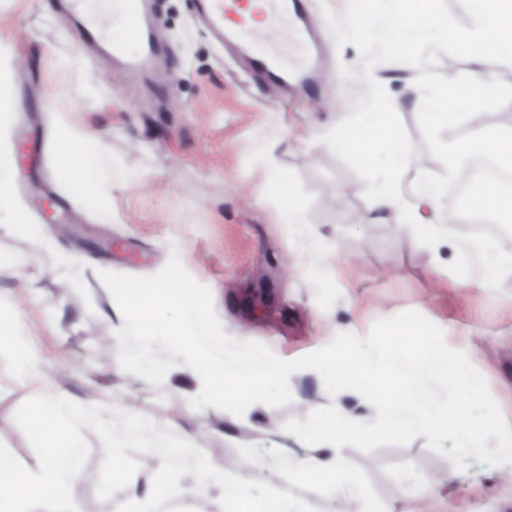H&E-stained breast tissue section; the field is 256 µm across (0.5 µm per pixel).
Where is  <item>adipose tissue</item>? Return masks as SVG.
I'll use <instances>...</instances> for the list:
<instances>
[{
    "instance_id": "ef3b65f1",
    "label": "adipose tissue",
    "mask_w": 512,
    "mask_h": 512,
    "mask_svg": "<svg viewBox=\"0 0 512 512\" xmlns=\"http://www.w3.org/2000/svg\"><path fill=\"white\" fill-rule=\"evenodd\" d=\"M481 29H500L499 38L483 41L474 57V77L467 95L486 92L497 85L504 71L512 70V0H464ZM16 150L0 149V208H8L13 226L29 222L27 207L12 190L11 175L16 166ZM58 165L69 172L78 192L98 196L105 187L102 157L97 145L83 131L64 134L57 146Z\"/></svg>"
}]
</instances>
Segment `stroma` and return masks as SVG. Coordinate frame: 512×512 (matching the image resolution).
Wrapping results in <instances>:
<instances>
[{
  "mask_svg": "<svg viewBox=\"0 0 512 512\" xmlns=\"http://www.w3.org/2000/svg\"><path fill=\"white\" fill-rule=\"evenodd\" d=\"M346 2L306 0L316 26L307 53L321 74L315 91L295 84L281 101L252 70L243 39L218 41L195 0H152L154 76L128 67L143 55L139 44L108 59L99 42H84L66 0H0V96L16 104L0 123V144L29 145L14 193L31 216L30 228L0 229V328L16 331L0 347V442L31 471L38 459L14 413L47 394L144 415L221 470L291 492L315 512H351L326 490L331 474L302 471L327 456L326 445L306 446L283 425L331 405L373 419L375 407L358 392L328 395L321 376L303 369L289 378L291 403L255 404L238 418L190 406L199 377L185 364L158 386L120 367L115 331L123 319L97 272L151 275L174 253L211 289L227 335L285 360L338 333L364 336L378 319L419 311L466 353L512 426V274L490 293L452 287L455 245L420 244L365 199L367 182L321 140L368 93L356 47L336 48L321 11L326 4L343 16ZM419 74L399 63L373 70L399 102L427 171L442 175L418 126ZM60 113L104 147L111 184L101 198L80 196L56 164ZM291 208L301 223L288 224ZM314 233L327 240V262L309 248ZM30 349L41 360L36 380L20 373ZM81 433L90 454L72 483L77 512H117L125 501L145 500L161 457L133 452L139 471L102 500L103 444L90 428ZM452 446L444 441L438 454L420 436L405 447L347 446L343 454L368 512H475L480 502L487 512H512V468L470 455L457 470L444 455ZM195 483L190 474L180 479L175 512H222L221 488L199 491Z\"/></svg>",
  "mask_w": 512,
  "mask_h": 512,
  "instance_id": "stroma-1",
  "label": "stroma"
}]
</instances>
